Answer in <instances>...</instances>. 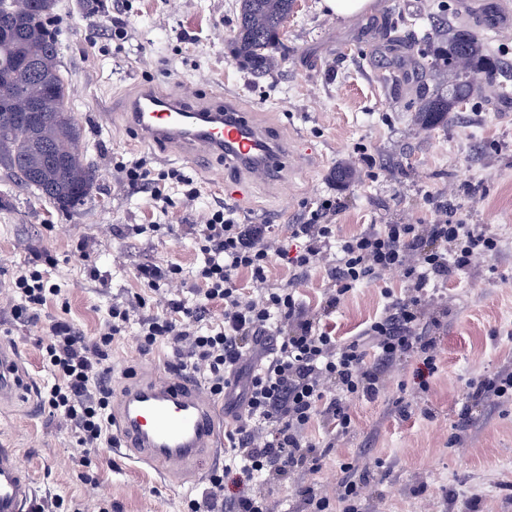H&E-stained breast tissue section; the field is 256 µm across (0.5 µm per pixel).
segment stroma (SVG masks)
<instances>
[{
	"mask_svg": "<svg viewBox=\"0 0 512 512\" xmlns=\"http://www.w3.org/2000/svg\"><path fill=\"white\" fill-rule=\"evenodd\" d=\"M234 0H126L125 39L105 36L109 18L93 0H57L54 27L61 49L69 110L82 132L80 147L98 170L91 200L62 211L18 184L0 168V341L20 352V384L0 406V448L16 449L33 476L34 498L55 499L97 512H183L199 497L213 463L199 476L166 477L143 468L119 447L92 449L84 467L70 427L44 411L38 389L50 375L42 364L43 326L60 316L47 305L38 320L10 316V282L21 267L45 258L51 283L69 316L94 338L112 304L130 306V323L112 344V387L149 383L166 375L168 347L137 349L140 320L161 305L139 306L148 295L137 278L145 265H179L172 298L194 305L200 258L194 229L212 207L229 204L245 224L288 227L328 198L341 200L336 236L380 224H427L428 195L447 201L494 237L493 257L432 285L422 308L437 354V370L420 377V353L402 355L380 381L378 398L350 399L352 424L337 435L314 421L308 438L329 447L320 469L251 483L230 473L224 495L265 497L271 512H305L301 493L335 496L345 463L369 480L359 512H512V404L471 400V381L512 371V28L489 30L482 13L461 0H376L370 12L339 20L320 0H296L283 34L287 58L264 78L232 60L228 40L237 25ZM469 24L503 64L499 89H483L453 112L447 125L427 130L413 119L421 79L415 72L423 40L436 16ZM151 83L194 100L214 91L235 98L241 111L272 130L297 155L302 170L276 183L243 177L242 197L224 189V162L179 156L158 147L136 148L118 115L121 97ZM139 158L193 179L189 202L179 184L166 201L116 188L115 165ZM357 175L337 187L336 166ZM162 224L154 235L137 224ZM88 253L82 263L80 253ZM400 271L344 296L328 322L339 340L359 335L386 305L383 289L404 291Z\"/></svg>",
	"mask_w": 512,
	"mask_h": 512,
	"instance_id": "obj_1",
	"label": "stroma"
}]
</instances>
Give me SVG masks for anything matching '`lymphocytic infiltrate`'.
<instances>
[{
	"instance_id": "1",
	"label": "lymphocytic infiltrate",
	"mask_w": 512,
	"mask_h": 512,
	"mask_svg": "<svg viewBox=\"0 0 512 512\" xmlns=\"http://www.w3.org/2000/svg\"><path fill=\"white\" fill-rule=\"evenodd\" d=\"M118 172L121 188L150 193L156 200L164 181L181 177L176 170L154 171L143 159L119 166ZM338 207L336 200H325L304 223L292 225L297 241L292 250L272 236L269 225L239 222L231 206L211 210L194 237L202 256L197 305L169 299L163 314L141 322V353L168 345L171 373L203 375L210 393L223 396L224 412L233 420L225 433L230 460L251 481L282 478L304 466L319 468L324 454L308 440V428L324 417L335 423L337 434L348 433L349 398H378L380 373L401 355L420 350L425 365L434 367V343L419 330L428 286L446 281L452 271L489 260L496 247L485 229L444 205L434 208L437 223L384 224L339 241L334 226ZM331 245L336 262L329 273L336 290L322 314L333 313L341 296L385 271L401 270L408 282L403 295L390 296L378 320L348 341L321 327L320 314L301 307L294 286L253 296L238 280L244 271L254 283L266 282L276 258L304 276L323 261ZM13 286L16 299L10 313L17 320L36 319L47 300L61 295L34 265L18 270ZM216 303L222 306V318L206 324ZM129 320L128 306L112 305L91 340L64 316L46 326L44 360L53 381L43 388L42 404L50 416L69 423L79 447L113 441L109 356ZM261 423L269 425L267 434L258 433ZM188 509L268 512L261 497L225 498L220 472L209 477L201 498L191 500Z\"/></svg>"
}]
</instances>
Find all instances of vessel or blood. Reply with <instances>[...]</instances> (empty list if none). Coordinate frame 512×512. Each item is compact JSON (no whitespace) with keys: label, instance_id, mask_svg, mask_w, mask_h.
<instances>
[{"label":"vessel or blood","instance_id":"1","mask_svg":"<svg viewBox=\"0 0 512 512\" xmlns=\"http://www.w3.org/2000/svg\"><path fill=\"white\" fill-rule=\"evenodd\" d=\"M122 116L135 141L146 146L216 155L236 171L271 181L291 171L287 147L224 99L196 105L148 84L125 102ZM18 362L17 348L1 343V402L15 392ZM113 419L129 458L174 476L192 475L201 462L214 458L224 427L211 395L188 374L127 385ZM31 497L27 467L14 449L0 448V512H23Z\"/></svg>","mask_w":512,"mask_h":512}]
</instances>
